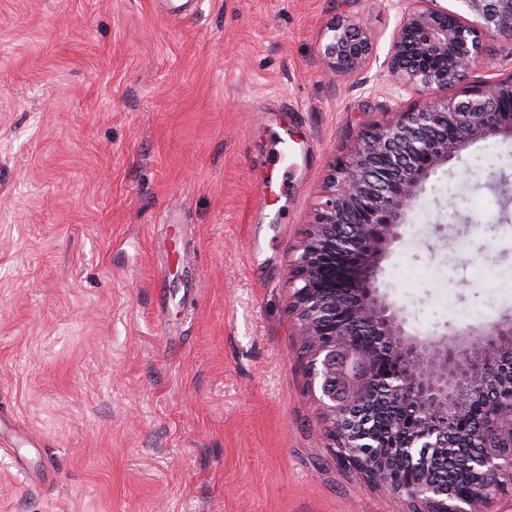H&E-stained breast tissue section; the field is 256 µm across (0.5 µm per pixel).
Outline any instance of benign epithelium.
Returning <instances> with one entry per match:
<instances>
[{
    "label": "benign epithelium",
    "instance_id": "7a95c632",
    "mask_svg": "<svg viewBox=\"0 0 512 512\" xmlns=\"http://www.w3.org/2000/svg\"><path fill=\"white\" fill-rule=\"evenodd\" d=\"M458 2L462 14L438 0H410L402 11L383 66L393 81L417 87L427 101L363 132L334 166L288 271L289 309L311 345L312 387L325 435L330 447L339 441L347 450L336 463L370 487L400 495L405 512H497V499L512 484V404L497 398L512 394V378L498 369L503 355L512 356V322L466 327L439 341L409 340L375 286L377 257L400 238L406 209L435 169L476 141L512 137V73L437 96L484 63L488 42L512 44V0ZM372 54L355 20L335 17L326 25L320 55L330 75H353ZM357 323L367 324L386 348L358 346L352 339ZM379 384L413 404L415 426H388L412 467L446 447L448 415L480 407L482 451L472 465L482 482L478 495L457 501L439 482L394 484L384 472L358 465V454L375 455L381 444L357 425L354 408Z\"/></svg>",
    "mask_w": 512,
    "mask_h": 512
}]
</instances>
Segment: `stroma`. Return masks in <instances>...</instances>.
<instances>
[{
  "instance_id": "stroma-1",
  "label": "stroma",
  "mask_w": 512,
  "mask_h": 512,
  "mask_svg": "<svg viewBox=\"0 0 512 512\" xmlns=\"http://www.w3.org/2000/svg\"><path fill=\"white\" fill-rule=\"evenodd\" d=\"M403 8L0 0V512H402L327 446L288 265L359 131L425 101L382 67ZM339 15L375 56L333 78ZM399 232L377 286L410 334L512 319V138Z\"/></svg>"
}]
</instances>
